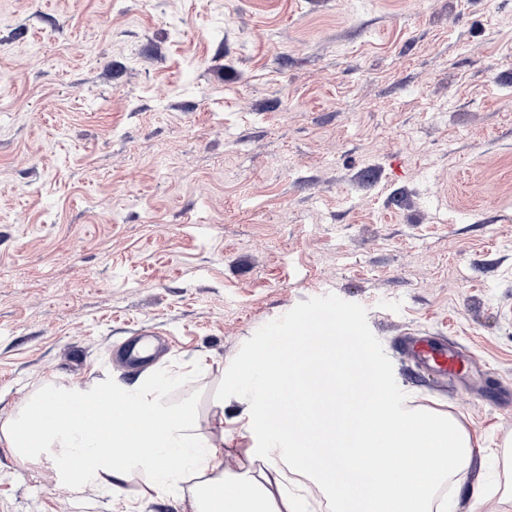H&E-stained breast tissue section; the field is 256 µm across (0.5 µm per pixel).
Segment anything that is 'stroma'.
Wrapping results in <instances>:
<instances>
[{
  "label": "stroma",
  "instance_id": "1",
  "mask_svg": "<svg viewBox=\"0 0 512 512\" xmlns=\"http://www.w3.org/2000/svg\"><path fill=\"white\" fill-rule=\"evenodd\" d=\"M326 294L366 308L406 408L475 435L455 512H502L512 0H0V423L49 380L189 373L165 399L223 437L234 477L247 402L218 384L261 326ZM412 332L473 367L437 380L398 352ZM145 335L165 351L129 368ZM0 512L194 505L140 469L78 494L0 443Z\"/></svg>",
  "mask_w": 512,
  "mask_h": 512
}]
</instances>
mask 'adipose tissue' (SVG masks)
Listing matches in <instances>:
<instances>
[{
    "instance_id": "adipose-tissue-1",
    "label": "adipose tissue",
    "mask_w": 512,
    "mask_h": 512,
    "mask_svg": "<svg viewBox=\"0 0 512 512\" xmlns=\"http://www.w3.org/2000/svg\"><path fill=\"white\" fill-rule=\"evenodd\" d=\"M170 382L164 376L155 384L128 386L120 398L125 420L119 431L99 413L77 420L69 415L70 404H93L101 388L45 383L23 411L0 423V442L21 462L49 460L77 493L99 487L120 490L132 469L142 467L157 495L190 483L196 512H307L304 495L284 491L276 462H268L261 478L243 476L225 483L217 463L224 453L221 444L196 433L188 408L163 401L161 390ZM88 456L92 465L72 474L71 464Z\"/></svg>"
}]
</instances>
